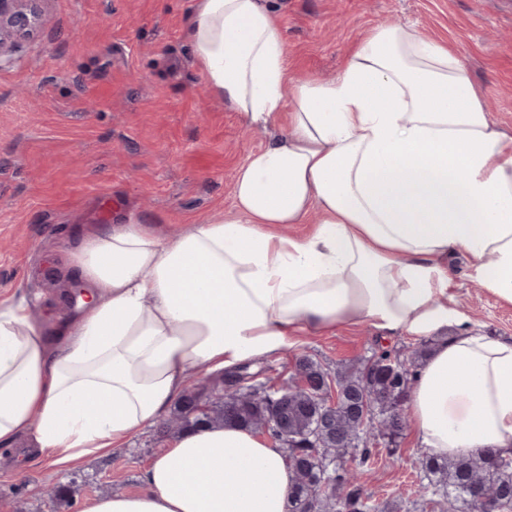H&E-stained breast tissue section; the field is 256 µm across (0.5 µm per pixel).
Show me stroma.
<instances>
[{
  "label": "stroma",
  "mask_w": 512,
  "mask_h": 512,
  "mask_svg": "<svg viewBox=\"0 0 512 512\" xmlns=\"http://www.w3.org/2000/svg\"><path fill=\"white\" fill-rule=\"evenodd\" d=\"M297 76L333 78L371 29L393 22L444 42L480 88L492 118L512 133V0H270ZM193 0H46L35 37L0 57V298L25 295L52 330L75 318L64 247L120 214L146 216L175 235L215 216L234 217L233 185L270 138L206 90L188 51ZM451 293L472 330L512 341V305L449 256ZM415 339H381L366 324L293 339L256 362L282 383L297 357L324 365L403 353ZM166 447L157 427L131 435L105 458L61 470L29 438L0 447V512H80L82 503L135 492ZM423 451L412 430L396 449L377 446L358 483L373 500L409 512ZM66 485L63 500L47 492Z\"/></svg>",
  "instance_id": "1"
}]
</instances>
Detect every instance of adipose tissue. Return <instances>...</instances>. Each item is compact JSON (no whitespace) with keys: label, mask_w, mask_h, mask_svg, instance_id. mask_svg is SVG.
<instances>
[{"label":"adipose tissue","mask_w":512,"mask_h":512,"mask_svg":"<svg viewBox=\"0 0 512 512\" xmlns=\"http://www.w3.org/2000/svg\"><path fill=\"white\" fill-rule=\"evenodd\" d=\"M189 46L212 96L289 123L238 170L236 217L163 238L130 214L71 246L86 297L54 335L0 299V445L27 435L71 468L154 425L197 369L365 322L435 339L404 408L425 454L512 447V342L469 329L447 263L467 252L512 304V134L456 56L377 26L334 79L297 77L265 0H196ZM314 210L307 236L278 232ZM142 481L80 512H288L294 474L279 441L205 426L168 440Z\"/></svg>","instance_id":"ef3b65f1"}]
</instances>
